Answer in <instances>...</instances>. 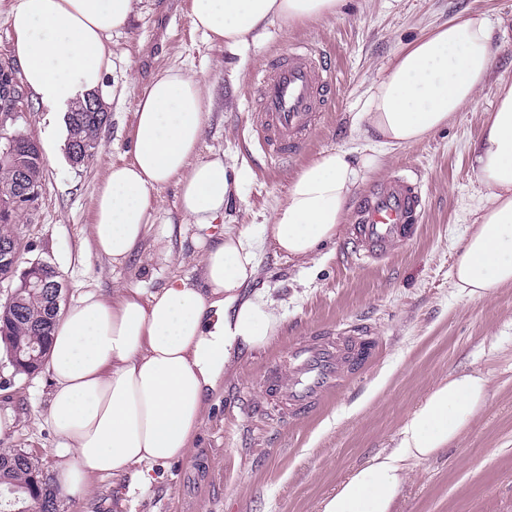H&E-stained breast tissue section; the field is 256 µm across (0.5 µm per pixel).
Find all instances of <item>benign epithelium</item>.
<instances>
[{
	"instance_id": "1",
	"label": "benign epithelium",
	"mask_w": 512,
	"mask_h": 512,
	"mask_svg": "<svg viewBox=\"0 0 512 512\" xmlns=\"http://www.w3.org/2000/svg\"><path fill=\"white\" fill-rule=\"evenodd\" d=\"M16 74L9 70L0 71V108L9 113H0V165L14 167L19 176V186L14 193L6 195L0 187V211L10 216L36 215L43 194V184H33L26 179L23 157L19 155V146L23 138L20 127L27 124L32 107L25 94L17 88ZM21 251L19 244L11 241L0 242V269L7 270L0 274V284L7 283L9 291L0 307L5 311L14 309L18 298L25 292L34 293L41 288L51 289L52 305L60 306L63 299L64 285L58 280L60 273L49 263L42 260L28 262L20 267Z\"/></svg>"
}]
</instances>
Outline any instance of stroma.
Returning a JSON list of instances; mask_svg holds the SVG:
<instances>
[{
    "mask_svg": "<svg viewBox=\"0 0 512 512\" xmlns=\"http://www.w3.org/2000/svg\"><path fill=\"white\" fill-rule=\"evenodd\" d=\"M189 6L190 0H144L140 14L113 34L109 79L117 92L105 106L109 121L94 160L76 166L67 151L57 152L45 166L36 220H17L24 259L56 267L66 299L88 285L152 291L171 277L200 273L201 250L189 226L172 236L170 257L156 255L143 265H115L88 252L95 191L110 163L127 157L138 90L162 69L182 68L214 87L200 154L222 151L244 176L240 197L224 210L225 224L237 230L269 223L294 175L321 151L359 146L353 120L365 92L407 40L467 12L497 21L502 51L472 106L427 140L381 156L359 187L367 192L397 170L417 174L425 213L415 237L374 266L358 260L347 231L307 264L262 255L258 285L283 306L281 332L267 350L237 358L211 392L191 455L163 468L161 481L132 498L124 482L95 481L88 497L64 498V512H319L349 473L397 446L431 389L462 370L490 378L488 402L448 450L409 463L396 512H512V285L483 300L460 298L452 285L457 248L487 192L472 169L469 143L500 83L512 82V0H343L336 16L292 27L276 21L234 50L195 31ZM293 43L320 54L334 88L305 149L280 162L252 132L253 82L275 50ZM351 325L371 328L376 359L315 414L268 420L259 389L267 366L287 363L291 347L319 329ZM50 388L46 372L16 374L0 350V410L16 415L14 433L0 439V448L29 453L49 477Z\"/></svg>",
    "mask_w": 512,
    "mask_h": 512,
    "instance_id": "obj_1",
    "label": "stroma"
}]
</instances>
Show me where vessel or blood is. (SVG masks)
Listing matches in <instances>:
<instances>
[{
    "instance_id": "b4317fda",
    "label": "vessel or blood",
    "mask_w": 512,
    "mask_h": 512,
    "mask_svg": "<svg viewBox=\"0 0 512 512\" xmlns=\"http://www.w3.org/2000/svg\"><path fill=\"white\" fill-rule=\"evenodd\" d=\"M332 80L318 55L306 45L289 46L261 70L253 130L261 148L285 159L300 154ZM423 209L418 178L395 174L374 186L356 207L353 234L367 263L389 257L410 239ZM378 349L367 329L352 339L323 332L294 345L287 365L271 363L261 382L265 413L276 422L317 410L336 389L342 370H356Z\"/></svg>"
}]
</instances>
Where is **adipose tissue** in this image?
<instances>
[{
    "label": "adipose tissue",
    "instance_id": "1",
    "mask_svg": "<svg viewBox=\"0 0 512 512\" xmlns=\"http://www.w3.org/2000/svg\"><path fill=\"white\" fill-rule=\"evenodd\" d=\"M140 0H9L13 54L35 100L65 112L91 96L108 98L112 33ZM342 0H191L189 19L207 40L236 48L274 21L294 26L336 15ZM496 25L455 17L395 51L366 91L354 127L387 150L427 139L473 104L494 69ZM213 105L206 82L179 68L144 83L129 131L128 160L109 166L93 198L97 257L134 258L155 222L157 194L176 185L184 224L203 245L201 273L163 287L83 292L59 311L44 364L50 376L46 421L55 436V476L69 495L89 494L95 478L150 485L159 468L187 457L208 393L239 354L267 349L285 315L258 288L260 254L313 260L339 237L349 202L374 162L353 150H326L302 167L262 234L243 228L207 239L224 219L240 178L222 152L198 155ZM472 168L488 192L459 246L454 286L470 300L512 285V84L502 86ZM488 377L462 372L437 385L404 424L397 447L375 455L325 497L321 512H394L406 463L452 445L486 405Z\"/></svg>",
    "mask_w": 512,
    "mask_h": 512
}]
</instances>
